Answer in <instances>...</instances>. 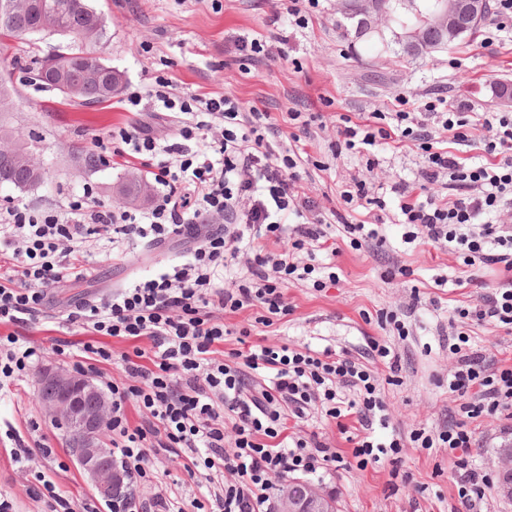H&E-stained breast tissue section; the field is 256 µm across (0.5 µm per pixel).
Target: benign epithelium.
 <instances>
[{"mask_svg":"<svg viewBox=\"0 0 512 512\" xmlns=\"http://www.w3.org/2000/svg\"><path fill=\"white\" fill-rule=\"evenodd\" d=\"M489 0H436L428 13H420L414 0H339V11L357 19L355 34L388 32L406 57H431L448 49L466 33L479 27ZM412 13L414 22L399 14ZM41 409L68 435L74 462L96 494L112 498L125 487L126 475L112 458L104 439L109 432L112 405L91 377L54 367L35 376ZM277 512H337L335 498L309 483L288 485Z\"/></svg>","mask_w":512,"mask_h":512,"instance_id":"1","label":"benign epithelium"}]
</instances>
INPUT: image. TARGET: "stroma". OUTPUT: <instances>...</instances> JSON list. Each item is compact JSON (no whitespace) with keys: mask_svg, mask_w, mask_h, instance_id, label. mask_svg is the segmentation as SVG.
<instances>
[{"mask_svg":"<svg viewBox=\"0 0 512 512\" xmlns=\"http://www.w3.org/2000/svg\"><path fill=\"white\" fill-rule=\"evenodd\" d=\"M106 22L108 37L100 52L106 62L123 73L124 94L103 104L77 105L56 91L42 88L33 78L37 59L51 54L59 39L34 34L11 41L0 50V82L15 93L5 106L25 135L36 138L38 158L48 170L39 187L20 191L0 186V203L16 200L35 210L59 211L84 186L97 198L114 205L119 183L131 173L147 175L140 163L116 157L94 170L81 168L71 156L73 145L97 151L99 142L111 139L118 127L148 126L158 137L172 135L176 120L156 112L150 100L131 110L126 92L144 91L156 76L171 78L177 93L210 97L228 95L243 107H265L276 119L271 138L280 149H293L310 159L302 183L310 197L324 208H336L341 185L352 176L372 184L391 186L414 181L421 166L419 156L406 148H388L377 155L373 169L346 153L333 159L339 114L353 116L390 112L396 97L423 101L441 93L453 104L472 112H504L507 104L496 98L494 88L512 84V34L481 26L454 48L435 58L399 59L377 55L369 43L345 34L336 14V0H322L307 27L289 22L281 0H91ZM282 38L284 55L252 63L242 73L233 41L240 36ZM310 117L306 131H298L289 113ZM327 170L314 168V161ZM389 210L382 226L384 244L352 249L341 241L336 257L319 255V262L335 261L340 269L336 284L317 291L308 283L288 284L286 296L294 311L287 321L270 327L255 324L252 312L225 317L229 336L225 349L235 348L236 333L250 329L248 343L259 341L292 347H330L352 356L363 355L370 339L390 345L398 356V382L384 388L388 405L387 426H374L373 436L384 442L392 436L406 438L396 464L388 460L358 468L352 463V443L335 421L318 418L301 424L302 432H317L336 448L343 464L331 463L309 480L333 494L341 512H451L456 490L448 477V451L423 449L409 442L410 433L446 426L459 404L448 391V319L454 308L475 303L478 290L455 285L462 270L456 255L430 245L410 243L407 228L399 224L394 195H387ZM185 243L158 247L141 242L112 246L100 235L90 236L84 261L85 277L48 289L42 310L27 326L18 329L23 345L36 356L20 376L0 380V495L15 512H44L33 496V472H42L61 491L76 499L93 498L91 486L77 469L63 432L44 416L36 400L33 379L46 366H72L74 359L58 354L57 344L78 347L84 335L64 327L76 305L109 296L134 279L155 274L158 268L180 262ZM398 314L409 331L399 337L392 326H380L379 310ZM472 455L477 465L493 474L502 472V450L512 446V433L488 418L476 434ZM46 443L54 455L18 459V443ZM399 468L412 482L393 484L390 471Z\"/></svg>","mask_w":512,"mask_h":512,"instance_id":"1","label":"stroma"}]
</instances>
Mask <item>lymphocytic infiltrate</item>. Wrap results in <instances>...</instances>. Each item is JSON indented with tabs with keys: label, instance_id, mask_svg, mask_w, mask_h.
<instances>
[{
	"label": "lymphocytic infiltrate",
	"instance_id": "f902f5d3",
	"mask_svg": "<svg viewBox=\"0 0 512 512\" xmlns=\"http://www.w3.org/2000/svg\"><path fill=\"white\" fill-rule=\"evenodd\" d=\"M147 97L156 110L179 114L175 133L164 139L143 127L122 128L112 134V153L150 169L156 193L148 209L106 206L89 188L58 212L0 204V326L26 325L50 285L81 278L84 244L95 232L120 241L192 244L180 265L116 289L106 300L83 302L65 319L93 336L79 350L78 368L121 372L108 382L112 455L133 491L113 498L104 512H184L174 493L148 501L138 494L142 485L161 482L149 464L161 453L178 458L189 478L223 477L207 512H268L274 478L341 462L317 433L289 435V421L303 423L317 414L340 421L359 467L399 454L401 438L380 442L371 435L374 423L387 421L378 370L398 371V357L387 345L370 340L363 360L328 347L285 344L218 355L228 334L225 316L252 310L255 323L269 327L291 312L288 282L308 280L320 290L337 279L334 265L317 261L318 252L337 251L325 229L330 216L306 196L300 158L276 152L268 141L270 112L243 111L226 95L181 96L160 77ZM478 126L489 162L467 164L444 147L443 134L460 142ZM389 145L416 149L419 181L465 191L445 202L419 201L406 182L391 186L398 221L411 226V239L462 253L466 266L498 265L511 274L512 113L492 112L479 122L433 95L418 104L399 98L394 111L364 119L339 115L337 150L359 154L371 167ZM339 199L373 213L371 220L344 225L351 243L378 239L385 196L355 177ZM264 239L280 242V250L262 248ZM458 315L478 325L511 327L512 282L480 294ZM113 338L134 341L133 351L113 355ZM142 339L149 347H139ZM448 351V391L461 402L448 427L414 433L411 440L447 449L461 512H477L492 478L474 465L471 450L483 419L512 427V363L487 360L466 336L449 338ZM132 403L139 411L135 422L128 415Z\"/></svg>",
	"mask_w": 512,
	"mask_h": 512
}]
</instances>
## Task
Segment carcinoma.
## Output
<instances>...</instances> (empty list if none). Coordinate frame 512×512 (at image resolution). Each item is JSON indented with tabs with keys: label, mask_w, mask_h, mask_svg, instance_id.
<instances>
[{
	"label": "carcinoma",
	"mask_w": 512,
	"mask_h": 512,
	"mask_svg": "<svg viewBox=\"0 0 512 512\" xmlns=\"http://www.w3.org/2000/svg\"><path fill=\"white\" fill-rule=\"evenodd\" d=\"M0 0V39H22L36 33L57 35L62 40L56 53L47 56L36 68L35 80L57 91L68 101L104 103L112 100L113 84L123 82L116 71L112 80L103 76L110 66L99 55L97 46L106 37V22L89 0H36V10L7 7ZM9 129L7 146L15 151H32V139L11 124V115L0 112V133ZM30 171L13 163L0 164V185L18 190L30 188ZM139 181L129 179L118 187L120 201L135 202Z\"/></svg>",
	"instance_id": "obj_1"
}]
</instances>
